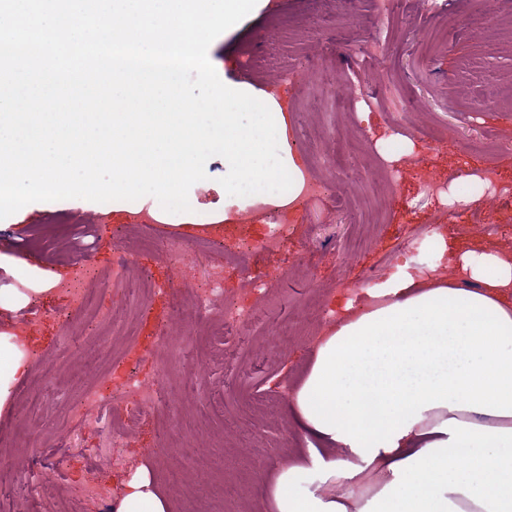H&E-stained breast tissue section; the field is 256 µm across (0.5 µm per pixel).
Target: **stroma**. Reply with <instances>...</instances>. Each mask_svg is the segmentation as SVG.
<instances>
[{"label":"stroma","mask_w":512,"mask_h":512,"mask_svg":"<svg viewBox=\"0 0 512 512\" xmlns=\"http://www.w3.org/2000/svg\"><path fill=\"white\" fill-rule=\"evenodd\" d=\"M509 12L512 0L492 14L475 12L473 0H355L328 13L314 0H269L212 42L221 81L275 95L291 117L293 153L327 186L289 210L277 250L242 248L268 232L273 211L262 206L212 237L178 215L160 222L85 199L34 202L0 219V289H27L41 273L67 279L80 260L99 305L63 322L72 299L58 289L37 299V314L10 315L33 347L27 376L0 409V512H112L113 481L145 455L175 512H267L264 476L306 445L268 380H297L315 337L357 294L441 267L432 226L452 247L512 252V76L486 65L490 54L512 56ZM329 72L339 86L326 82ZM391 136L410 141L412 155L386 162L377 143ZM196 161L205 174L183 194L223 210V151ZM490 169L494 182L470 185L466 209L442 203L466 171ZM120 251L154 282L147 305L113 284ZM216 280L224 293L213 310L228 297L253 309L230 343L212 318L169 321L177 297ZM271 290L274 307L263 301ZM103 310L113 321L100 319ZM280 330L286 345L271 347ZM130 372L159 383L162 396L116 443L113 410L126 400L103 401L87 424L71 408L86 389Z\"/></svg>","instance_id":"obj_1"}]
</instances>
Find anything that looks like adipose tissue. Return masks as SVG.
Returning <instances> with one entry per match:
<instances>
[{"label": "adipose tissue", "instance_id": "adipose-tissue-1", "mask_svg": "<svg viewBox=\"0 0 512 512\" xmlns=\"http://www.w3.org/2000/svg\"><path fill=\"white\" fill-rule=\"evenodd\" d=\"M224 105L199 133L192 113H178L182 137L165 154L179 160V176L156 178L145 156L146 143L165 142V115L148 121V142L113 144L112 162L127 173L112 187L114 203L143 201L156 220L178 213L192 223L228 222L258 204L293 206L306 176L288 145V113L247 84L226 85ZM212 146L224 150V209L206 213L185 200L181 183L198 176L192 159ZM430 239L448 274L368 289L365 305L314 339L286 400L307 445L266 483L273 512H512V254L452 252L437 231ZM28 354L26 337L0 334V408L27 374ZM306 475L314 487L305 491ZM113 509L174 512L146 462L122 481Z\"/></svg>", "mask_w": 512, "mask_h": 512}]
</instances>
